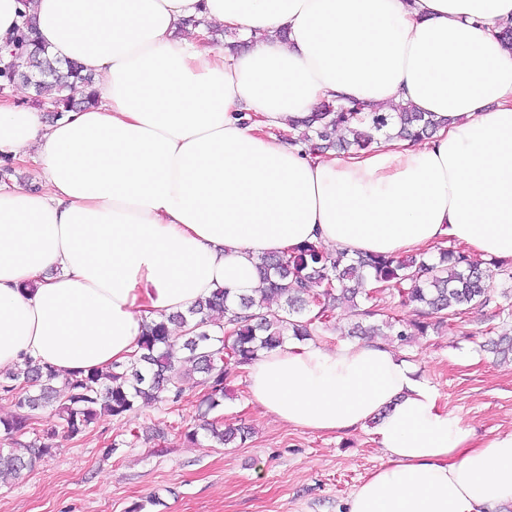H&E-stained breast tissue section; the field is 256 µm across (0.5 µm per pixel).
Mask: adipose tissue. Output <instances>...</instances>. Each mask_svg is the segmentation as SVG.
<instances>
[{"label": "adipose tissue", "instance_id": "1", "mask_svg": "<svg viewBox=\"0 0 512 512\" xmlns=\"http://www.w3.org/2000/svg\"><path fill=\"white\" fill-rule=\"evenodd\" d=\"M33 15L40 46L95 78L96 105L45 124L0 97V370L60 377L126 361L144 322L305 243L349 255L439 240L512 261V0H0V53ZM205 28L184 30L187 19ZM246 51L211 47L209 27ZM325 100L442 118L426 142L314 157L276 135ZM291 427L377 419L385 461L347 512H493L512 502V431L476 439L411 362L378 343L295 340L247 368Z\"/></svg>", "mask_w": 512, "mask_h": 512}]
</instances>
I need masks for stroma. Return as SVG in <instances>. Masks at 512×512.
Here are the masks:
<instances>
[{"mask_svg":"<svg viewBox=\"0 0 512 512\" xmlns=\"http://www.w3.org/2000/svg\"><path fill=\"white\" fill-rule=\"evenodd\" d=\"M493 312L475 308L392 344L480 439L512 431V361L486 349ZM227 388L217 416L249 428L244 445L219 446L200 430L203 391L192 376L180 402L141 403L79 438L57 436L52 457L0 487V512H344L384 461L375 422L330 435L293 428L253 401L245 369H231Z\"/></svg>","mask_w":512,"mask_h":512,"instance_id":"35a3bbf8","label":"stroma"}]
</instances>
